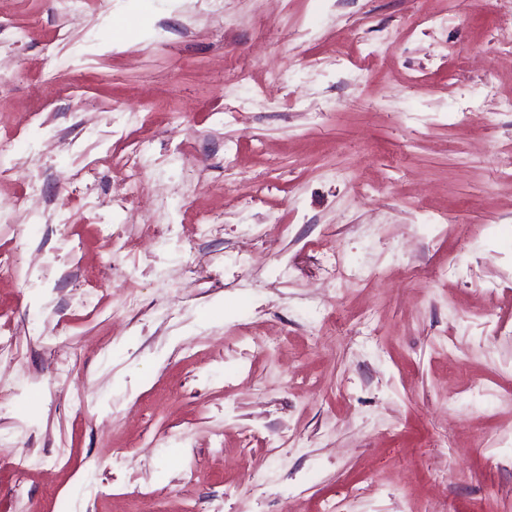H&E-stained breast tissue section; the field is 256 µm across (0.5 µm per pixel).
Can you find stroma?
Here are the masks:
<instances>
[{
    "instance_id": "35a3bbf8",
    "label": "stroma",
    "mask_w": 512,
    "mask_h": 512,
    "mask_svg": "<svg viewBox=\"0 0 512 512\" xmlns=\"http://www.w3.org/2000/svg\"><path fill=\"white\" fill-rule=\"evenodd\" d=\"M0 15V512H512V0Z\"/></svg>"
}]
</instances>
